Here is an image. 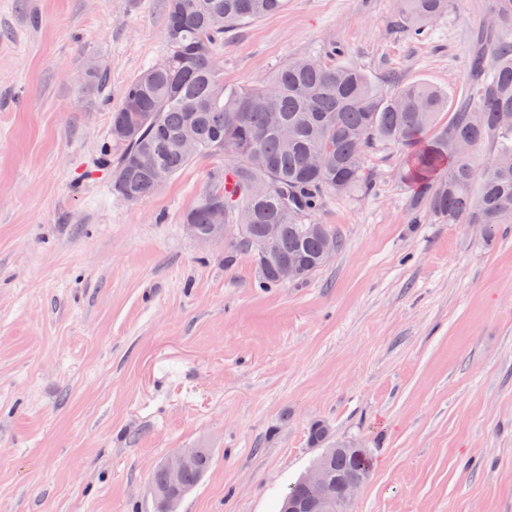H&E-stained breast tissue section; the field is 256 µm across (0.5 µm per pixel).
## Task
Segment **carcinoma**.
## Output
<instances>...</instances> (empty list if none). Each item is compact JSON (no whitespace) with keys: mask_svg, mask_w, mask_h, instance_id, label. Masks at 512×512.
Masks as SVG:
<instances>
[{"mask_svg":"<svg viewBox=\"0 0 512 512\" xmlns=\"http://www.w3.org/2000/svg\"><path fill=\"white\" fill-rule=\"evenodd\" d=\"M286 0H166V50L123 89L112 111L110 138L121 147L112 171V193L138 203L198 157L217 161L207 186L184 214L202 236L249 251L262 283H286L274 260L297 259L307 280L325 264V243L341 240L314 213L329 195L367 190L364 157L379 144L394 145L406 159L401 179L415 186V219L430 214L443 224H512V39L483 43L470 57L474 98L441 122L448 101L433 86L407 82L380 88L361 69L319 58L293 57L246 87L224 83V38L251 21L282 10ZM449 0H395L400 23L424 26L448 13ZM103 65L92 62L82 86L101 85ZM192 130L196 150L182 139ZM496 144L473 188L471 156L454 146ZM256 182L269 191L252 193ZM224 202L222 224L236 234L215 233L213 207ZM265 224H283L266 240ZM321 421L309 429L317 463L340 481L371 473L373 454L359 442L329 443ZM192 460L178 483L164 463L151 472L156 512L179 501L210 466L208 448L190 449Z\"/></svg>","mask_w":512,"mask_h":512,"instance_id":"carcinoma-1","label":"carcinoma"}]
</instances>
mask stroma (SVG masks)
Wrapping results in <instances>:
<instances>
[{"label":"stroma","instance_id":"obj_1","mask_svg":"<svg viewBox=\"0 0 512 512\" xmlns=\"http://www.w3.org/2000/svg\"><path fill=\"white\" fill-rule=\"evenodd\" d=\"M165 23L164 0H0V512H154L179 448L213 459L177 512H278L317 420L374 450L348 512H512V224L413 223L381 145L369 192L314 215L333 259L263 286L247 251L185 231L212 159L136 204L98 164ZM480 37H512L491 0H450L422 36L394 0H287L225 40L224 81L338 46L453 107ZM91 58L103 89L77 84Z\"/></svg>","mask_w":512,"mask_h":512}]
</instances>
